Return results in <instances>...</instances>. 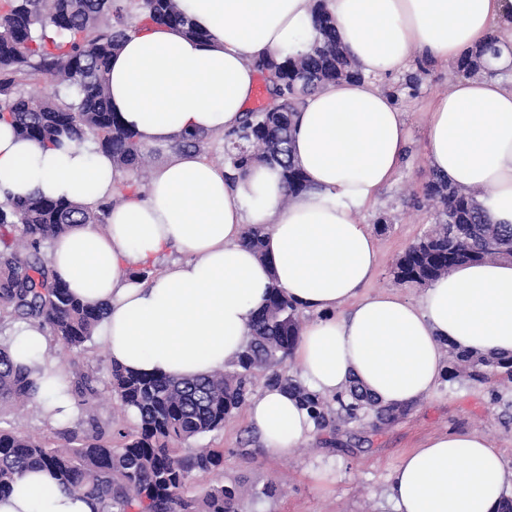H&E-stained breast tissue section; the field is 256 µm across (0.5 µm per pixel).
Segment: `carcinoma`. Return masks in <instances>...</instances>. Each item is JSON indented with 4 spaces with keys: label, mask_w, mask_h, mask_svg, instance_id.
<instances>
[{
    "label": "carcinoma",
    "mask_w": 512,
    "mask_h": 512,
    "mask_svg": "<svg viewBox=\"0 0 512 512\" xmlns=\"http://www.w3.org/2000/svg\"><path fill=\"white\" fill-rule=\"evenodd\" d=\"M313 12L317 35L305 52L253 60L265 78L268 103L243 113L240 126L221 136L229 170L241 174L256 162L277 167L287 202L308 189L291 149L305 97L361 77L320 3ZM142 24L180 27L202 41L208 37L193 26L178 0H0V121L44 146L91 141L134 174L115 187L110 201L96 206L42 196L0 202V326L37 322L54 343L78 356L87 350L105 310L73 296L54 278L40 249L76 224L106 223L112 204L142 191L149 181L153 150L111 111L106 84L112 53ZM42 79L49 91L32 95L27 86ZM213 140L189 134L169 149L202 154ZM422 195L435 208L436 229L398 258V281L428 285L461 263L512 257V224L489 222L474 192L434 173ZM243 242L266 258L261 227L247 226ZM299 337V311L275 284L253 320L244 352L205 377L150 376L113 365L101 389L89 363L73 360L65 373L66 392L77 401L81 417L75 427L60 430L64 443L59 445L18 428L0 429V496L11 492L25 471L47 469L61 488L94 500L98 512H242L241 485L223 480L224 449L185 453L181 445L224 428L250 399L255 375L264 371L269 372L267 385L296 394L316 423H324L321 399L286 368ZM448 357L450 380L464 374L486 384L497 373L512 382V354L491 357L450 342ZM36 391L30 372L1 344L0 410L34 401ZM105 395L137 412L132 428L114 433L112 423L99 419L96 410ZM336 402L347 420L371 412L385 423L406 411L381 405L356 384ZM209 475L213 479L201 494L186 495L193 477Z\"/></svg>",
    "instance_id": "1"
}]
</instances>
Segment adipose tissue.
I'll list each match as a JSON object with an SVG mask.
<instances>
[{"mask_svg": "<svg viewBox=\"0 0 512 512\" xmlns=\"http://www.w3.org/2000/svg\"><path fill=\"white\" fill-rule=\"evenodd\" d=\"M362 76L309 95L294 127V155L309 188L285 201L276 168L239 177L192 152L154 172L143 196L113 204L106 231L73 226L51 242L53 273L106 313L95 336L112 363L149 375L211 374L244 350L254 315L279 285L315 319L301 332L293 367L323 396L358 382L382 404L429 395L445 375V341L512 353V261L463 264L419 300L365 293L378 268L376 237L357 219L394 176L409 138L406 114L377 80L413 56L443 69L483 54L495 76L456 77L426 112L429 168L455 186L481 188L494 224H512V0H323ZM209 38L153 24L114 53L112 109L145 145L185 133L224 134L247 112L263 54H298L315 37L312 0H179ZM91 142L44 147L0 122V200L42 195L85 205L110 201L129 179ZM265 231V259L242 242ZM187 253L146 281L135 269L167 251ZM41 326L17 323L9 340L28 367L38 403L75 419L61 370L46 360ZM270 454L296 452L316 429L309 409L280 387L246 408ZM505 472L498 449L473 430L428 439L389 475L395 512H499ZM0 512H95L46 470L26 473L0 496Z\"/></svg>", "mask_w": 512, "mask_h": 512, "instance_id": "obj_1", "label": "adipose tissue"}]
</instances>
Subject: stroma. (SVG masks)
<instances>
[{"instance_id":"obj_1","label":"stroma","mask_w":512,"mask_h":512,"mask_svg":"<svg viewBox=\"0 0 512 512\" xmlns=\"http://www.w3.org/2000/svg\"><path fill=\"white\" fill-rule=\"evenodd\" d=\"M416 73L419 82L413 88L404 73L380 84L382 90L396 95L406 112L410 143L392 184L382 190L372 208L358 216L378 231L379 266L366 292L392 291L413 301L419 299L422 287L395 281L391 268L435 222L434 209L422 201V189L432 174L422 153L425 106L447 92L458 71L453 66L445 71L420 67ZM510 401L512 390H503L497 399L490 388L462 375L441 380L427 397L379 430L368 417L344 420L335 399H325L330 428L315 430L286 458L263 451L241 412L224 429L192 440L191 445L223 449L224 480L241 482L245 512H394L388 475L402 454L431 437L455 430L477 431L490 447L499 449L506 470L512 472V416L504 408ZM318 469L329 472L320 485L312 477ZM270 483L277 488L274 497H251V490Z\"/></svg>"}]
</instances>
